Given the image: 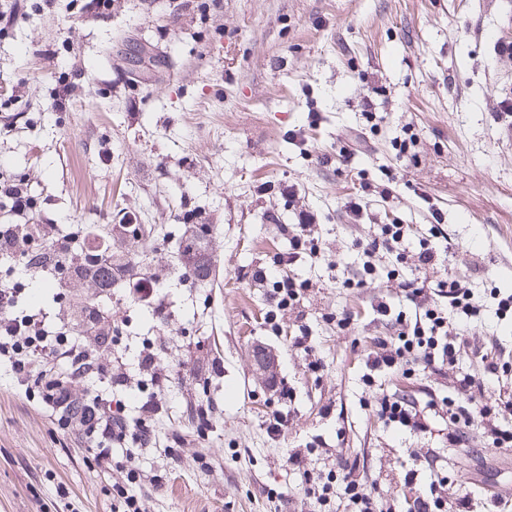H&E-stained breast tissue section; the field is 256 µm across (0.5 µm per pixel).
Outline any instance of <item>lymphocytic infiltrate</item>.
Here are the masks:
<instances>
[{
  "instance_id": "lymphocytic-infiltrate-1",
  "label": "lymphocytic infiltrate",
  "mask_w": 512,
  "mask_h": 512,
  "mask_svg": "<svg viewBox=\"0 0 512 512\" xmlns=\"http://www.w3.org/2000/svg\"><path fill=\"white\" fill-rule=\"evenodd\" d=\"M408 227L404 224H377L367 240L357 247V260L365 273L357 287L375 285V269L371 263L376 253L383 252L403 261ZM406 300L412 304V315H392L388 304H379L381 316L393 317L391 336L378 341L374 366L395 369L403 366L430 368L455 367L468 359L477 365L475 372L457 377L453 395L444 397L448 422L453 431L449 439L463 443L468 431L480 429L493 445L512 447V431L500 428L497 418L512 412V400L486 401V383L512 369V354L497 339L479 344L476 337L464 335L463 324L479 317L487 306H494L498 319L512 317V292L490 289L478 295L465 280L448 274L431 288L402 283ZM17 291L0 285V366L5 367L24 385L37 389L43 400L59 414L63 430L82 433L92 442L91 467H112V446L128 441L147 445L151 431L143 414L153 408L142 404V416L125 418L114 415L111 399L92 392L77 394L78 384H93L112 378V311L98 298L69 300L57 313L15 316ZM377 418L389 427L412 432L427 429L425 417L402 399L382 396L374 402ZM358 463L339 460L334 475L326 480L308 479L306 494L319 503L330 502L335 487H342L357 512H377L378 501L368 492L357 471Z\"/></svg>"
}]
</instances>
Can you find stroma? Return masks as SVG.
Instances as JSON below:
<instances>
[{
  "mask_svg": "<svg viewBox=\"0 0 512 512\" xmlns=\"http://www.w3.org/2000/svg\"><path fill=\"white\" fill-rule=\"evenodd\" d=\"M0 30V174L33 198L28 224L154 225L112 242L133 272L159 281L152 311L112 287V371L136 375L147 346L166 372L146 446L116 448L112 470L85 460L79 435L0 368V512H117L112 485L135 475L146 512H355L306 497L307 476L358 460L385 512L426 491L404 486L414 453L447 469L449 498L479 496L464 475L493 459L512 487V449L472 433L448 440L451 370L374 369L389 328L376 307L400 280L345 287L362 268L353 243L374 224L439 227L452 259L427 267L482 294L512 286V0H14ZM65 103H57L59 91ZM380 118L369 138L363 97ZM411 127L415 160L393 139ZM385 194L361 218L344 205L361 184ZM310 211L316 256L295 252ZM204 232L211 272L186 267V235ZM306 290L278 309L257 268L276 259ZM354 314L347 327L342 312ZM312 352L295 354V336ZM415 403L429 430L394 433L364 403ZM210 408L201 425L198 406ZM283 419L274 429L275 419ZM134 463H127V456ZM297 463H289V456Z\"/></svg>",
  "mask_w": 512,
  "mask_h": 512,
  "instance_id": "35a3bbf8",
  "label": "stroma"
}]
</instances>
